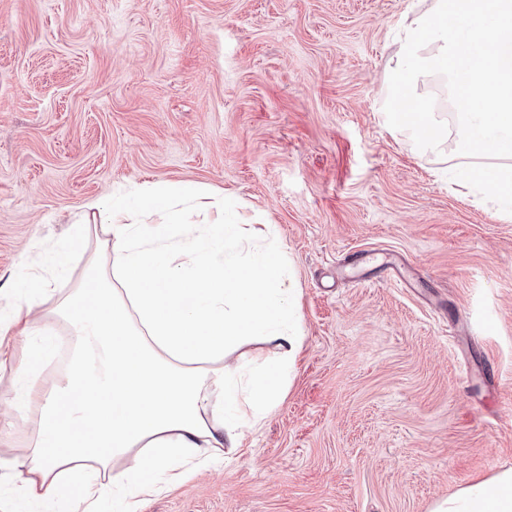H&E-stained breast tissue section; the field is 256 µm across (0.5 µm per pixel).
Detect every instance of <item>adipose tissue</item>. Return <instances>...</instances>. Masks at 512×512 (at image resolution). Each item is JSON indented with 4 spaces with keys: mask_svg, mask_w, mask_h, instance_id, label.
Segmentation results:
<instances>
[{
    "mask_svg": "<svg viewBox=\"0 0 512 512\" xmlns=\"http://www.w3.org/2000/svg\"><path fill=\"white\" fill-rule=\"evenodd\" d=\"M475 191L491 190L512 219V167H458ZM176 189L154 186L132 204L91 200L85 215L105 224L112 245L60 308L76 350L56 396L38 376L52 340L29 349L24 386L0 404L38 403L28 462L11 470L23 497L65 496L69 512H138L134 495L181 482L208 465L201 449L235 448L244 427L279 404L298 353L292 285L270 225L228 224L205 188L190 209ZM262 337L275 348L255 369L225 360ZM429 512H512V468L460 487Z\"/></svg>",
    "mask_w": 512,
    "mask_h": 512,
    "instance_id": "obj_1",
    "label": "adipose tissue"
}]
</instances>
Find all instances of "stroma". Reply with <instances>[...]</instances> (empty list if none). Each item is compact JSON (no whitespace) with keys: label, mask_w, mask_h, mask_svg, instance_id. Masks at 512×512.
<instances>
[{"label":"stroma","mask_w":512,"mask_h":512,"mask_svg":"<svg viewBox=\"0 0 512 512\" xmlns=\"http://www.w3.org/2000/svg\"><path fill=\"white\" fill-rule=\"evenodd\" d=\"M412 0H0V328L101 258L61 253L83 205L204 186L232 224H269L301 348L238 451L139 512H429L512 466V220L451 176L458 128L421 152L389 132L382 86ZM349 253L390 254L386 277ZM39 384L62 383L71 337ZM468 363L463 375L460 363ZM34 408L0 455L21 467Z\"/></svg>","instance_id":"35a3bbf8"}]
</instances>
